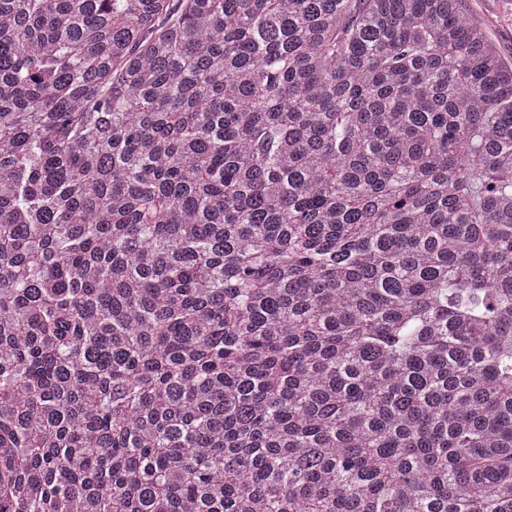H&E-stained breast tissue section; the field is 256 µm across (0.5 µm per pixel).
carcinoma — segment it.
Instances as JSON below:
<instances>
[{
	"label": "carcinoma",
	"mask_w": 512,
	"mask_h": 512,
	"mask_svg": "<svg viewBox=\"0 0 512 512\" xmlns=\"http://www.w3.org/2000/svg\"><path fill=\"white\" fill-rule=\"evenodd\" d=\"M0 512H512L463 0H0Z\"/></svg>",
	"instance_id": "carcinoma-1"
}]
</instances>
